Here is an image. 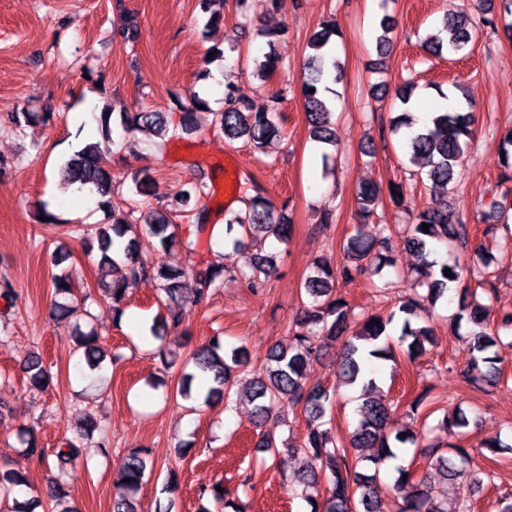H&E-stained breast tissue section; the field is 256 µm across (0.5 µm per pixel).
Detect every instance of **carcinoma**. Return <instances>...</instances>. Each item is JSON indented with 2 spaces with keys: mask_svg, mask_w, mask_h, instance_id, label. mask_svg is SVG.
Segmentation results:
<instances>
[{
  "mask_svg": "<svg viewBox=\"0 0 512 512\" xmlns=\"http://www.w3.org/2000/svg\"><path fill=\"white\" fill-rule=\"evenodd\" d=\"M203 8L209 12L208 23L217 25L224 21V0H203ZM382 33L376 37V49L379 57H386L393 29L391 19L384 16L379 21ZM336 36L335 21L329 20L320 26L310 41L312 54L308 61V74L305 77L303 92L309 117V135L312 140L336 145L333 129L332 104L319 97V86L327 82L339 81L342 68L339 61L327 54L325 47ZM471 22L466 14L445 17L437 32L430 34L423 42L424 48L431 54L441 56L465 52L472 44ZM255 73L261 79L285 68V64L272 52L254 60ZM314 92H308V89ZM284 100L280 94L268 101H245L235 96L231 87H225L224 110L213 113V128L224 133L229 140L242 139L253 149L263 147L271 137L279 133L278 110ZM173 104L178 111V121L171 123L163 112L140 110L138 112L119 113V125L127 132L145 133L159 139L156 147L169 137L191 135L199 128V106H208L206 100L193 93L186 98L173 96ZM52 112H31L24 110L11 115L15 129L37 123L48 124L53 118ZM100 139L87 142L74 151L60 168L63 184L78 183L92 186L99 197V207L112 222L99 224L92 233L85 232L79 226L68 231L78 234L84 241L87 251L99 252L101 265L112 267V280L103 283L104 292L110 301L112 311L119 317L131 290L137 283L149 276L162 281V290L171 301L166 306V315L153 326V338L164 340L168 333L176 332L184 323L185 307L202 306L210 294L221 288L224 276L233 275L243 279L251 288L262 287L261 277L269 276L276 269V255H256L244 257L240 264H219L201 262L191 269L155 265L143 259L142 245L139 240L126 238L127 233L137 220L141 224L143 240L152 249L166 251L177 243L191 251L195 242L190 235L179 233V224L173 216L187 219L188 222L202 225L207 221L204 198L207 185L194 184L183 190L177 198L176 207H151L136 218L131 214L119 215L112 210V173L103 161L102 145L112 138L113 113L102 107L96 118ZM475 113L462 107L440 112L431 120V125L413 132V122L408 112L395 116L390 124L391 132L399 134L402 128L410 132L402 135V143L409 155L411 164L418 167L417 174L426 189L435 197V203L428 209L413 216L401 243L413 249L418 257L414 280L410 285L412 293L400 301L399 305L384 316H368L355 321L353 309L342 294L337 292L340 283H349L353 279L352 268L343 266L336 270L330 265L315 262L313 271L304 283L305 294L310 298L309 305L303 308L296 320L295 328L288 330V342L276 345L270 352L262 370L249 382V400L254 405L255 416L262 420L278 408L295 414L300 412L306 421V434L303 445L292 448L289 444L279 443L275 437L262 433L255 446L272 458L288 457L294 453L302 454L299 468L293 473L292 480L302 485L326 482L327 498L324 505L310 501L311 512H380L376 487L384 464L397 458L396 449L409 443L416 447L424 440L426 430L394 431L390 428V400L384 395L375 379L366 378L364 357L381 358L393 361L396 353L402 352L413 360L425 351V344L433 341V327L430 325L431 312L437 301L453 292L458 299V310L453 322L461 326L471 325L467 333L473 356L470 362L457 371L460 381L477 387L481 384L497 385L502 380L501 358L495 347L500 341L497 325L512 328V312H503L491 317L489 307L477 299V294L463 285L465 276H489L488 268L492 258L487 255L483 238L469 236L467 219L487 224L483 234L501 231L506 240L512 241V225L509 224V211L512 210V128L502 137L500 150L503 172L498 181L499 189L489 197L479 199L472 216L448 209V195L455 191L458 168L469 148L473 135L472 126ZM383 198L382 190L375 184L362 185L356 191L358 213L362 220H369ZM428 224V230L421 229ZM293 225L284 214L256 194L245 201V209L225 219L224 240L232 242V252H238L242 238L234 235L238 231L243 235L253 230L269 233L277 241L286 244ZM461 247L470 253V265L460 262L456 248ZM345 256L357 263L366 256H373L372 275H379L384 268L393 263V237L390 226L380 225L378 234L365 233L363 225L358 224L346 241L343 242ZM450 269L452 276L444 274ZM54 300L53 312L58 318H66L76 312L74 303L87 301L89 296L78 295L72 274L63 271L52 275ZM427 287L422 295L419 287ZM88 330L77 331L75 350L82 352L89 369L97 370L105 360V353L98 344V336L92 324L93 314L85 311ZM340 345L338 368L349 384L361 383L358 425L349 436V440L331 435L326 416L332 408L334 395L321 386H306L307 368L319 358L323 351L334 345ZM244 355L240 347L224 349L220 338L192 355L196 369L207 373L212 384L208 388L206 399L224 396L225 403L231 402V394L236 379L234 370L243 363ZM182 365L178 377L176 392L183 399L191 398V384L195 374L186 371ZM23 370L32 384L39 385L49 380V372L40 355L34 351L26 354ZM83 438L80 430L73 436L64 437L59 445L51 450L38 446L34 429L22 428L17 439L22 447V455L41 465L54 466L60 476L48 486L46 498L50 504L49 512H78L73 506L58 509L53 503L66 496L61 474L79 454V440ZM372 448L374 452L362 455L359 450ZM428 465L436 468L447 480L469 478L473 488H479L483 481L471 472L472 453L458 445L450 446L445 452L437 444H427L423 449ZM154 469L150 450L133 449L127 458V464L121 472L118 482L128 491H138L144 483L146 471ZM397 488L406 490L395 512H469L467 500H461L457 507L448 510V503L438 499L429 483L428 474H417L409 469L396 468ZM26 484V478L19 471L0 474V503L10 500L13 488ZM228 492H219L214 484L198 486L197 497L210 498L216 507L230 508L240 512L234 501L227 499Z\"/></svg>",
  "mask_w": 512,
  "mask_h": 512,
  "instance_id": "1",
  "label": "carcinoma"
}]
</instances>
